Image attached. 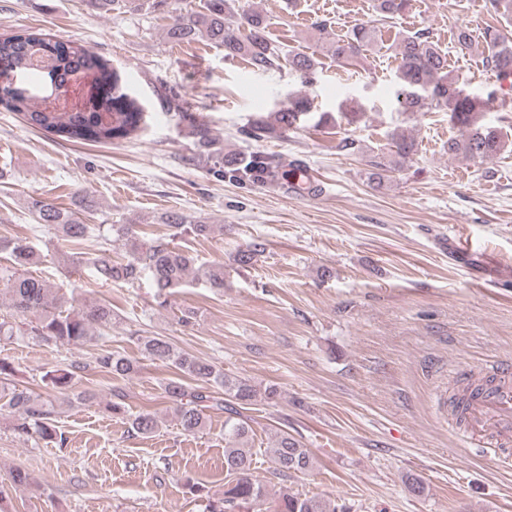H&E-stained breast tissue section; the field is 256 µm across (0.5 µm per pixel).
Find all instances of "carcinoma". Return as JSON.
I'll return each instance as SVG.
<instances>
[{"label": "carcinoma", "instance_id": "cac0c4a2", "mask_svg": "<svg viewBox=\"0 0 512 512\" xmlns=\"http://www.w3.org/2000/svg\"><path fill=\"white\" fill-rule=\"evenodd\" d=\"M409 0H376L375 10L384 19H394L403 13ZM318 35L324 37L322 48L339 63H345L358 54L361 47L371 45L381 36L372 24L353 28L341 38H327L326 24L316 25ZM166 39L175 45L204 40L224 48V58L243 59L258 70L278 67L281 61L303 76L314 73L318 62L313 56L285 52L270 38L266 18L257 12L239 8L238 0H199L193 7L172 16L166 25ZM455 42L462 52L477 53L485 64L500 76H512V43L497 30L487 27L483 42H476L471 32L463 27L456 30ZM399 59L396 102L404 112L448 111L450 120L459 126L460 134L448 142V152L468 159H490L506 148L501 132L480 120L485 103L477 98L458 97L459 75L449 69L448 60L427 32L401 35L394 44ZM56 60L57 74L54 87L62 89L75 70H88L95 75L107 93L89 108L78 111H55L43 103L42 91L50 76L32 66L37 55ZM7 64L10 72L23 76L28 95H15L6 88L0 90V106L16 112L32 128L88 144H105L114 140L130 139L144 129L145 113L138 101L124 90L120 73L106 59L86 46L72 42L60 45L49 33L18 31L0 34V65ZM324 113L313 110V102L306 96L293 94L288 103L272 110L267 117L256 120L248 136L255 140L284 137L305 125L318 127ZM395 154L406 159L416 151V143L406 135L391 134ZM216 174L236 182H263L280 172L295 176L300 169L279 171L268 156L260 151L240 152L224 156ZM87 198L81 197L74 209H61L54 204L33 198L29 209L38 227L54 233L77 246L85 245L95 228L84 223L80 214ZM165 223L173 229L170 239L141 242L131 224H112L110 231L127 241L123 261L116 262L105 254L94 257L86 252H72L62 257L72 272L85 269L103 286L114 281L129 285L147 277L162 293L183 285L193 263L189 253L177 247L173 239L182 233L206 238L215 231V225L192 220L179 212H171ZM0 250L8 252L10 265L0 266V297L20 321L0 317V336H35L46 344L83 345L91 340L90 328H112V303L106 300L83 301L62 310L55 305L57 291L43 279L32 275L31 268L41 262L36 248L18 238L0 236ZM200 278L207 287H224V264L211 263L201 269ZM140 345L141 358L166 363L176 370V377L163 385L164 397L170 404L176 425L182 434L195 436L206 426V411H224V494L206 506V512H249L266 497L264 485L253 475L258 456H265L274 470L288 479L292 475L313 470L314 458L294 435L283 431L263 450L254 448L255 432L251 419L240 410L256 402L272 400L277 396L273 386L260 387L245 377L228 373L210 359L190 354L178 348L168 336L140 334L135 336ZM115 378L130 379L141 369L140 358H131L118 352L104 350L88 362H75L65 369L46 372L45 385L62 394V402L72 405L95 399L88 393L67 394L70 382L89 367ZM0 411L8 413L13 430L33 434L58 447L65 446L67 437L57 425L55 405L26 389L15 386L0 391ZM128 431L137 436H149L159 428L160 421L152 412L138 413L128 421ZM274 512H347V507H336L330 500L307 497L284 485L274 502Z\"/></svg>", "mask_w": 512, "mask_h": 512}]
</instances>
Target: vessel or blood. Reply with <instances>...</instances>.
Here are the masks:
<instances>
[{
	"label": "vessel or blood",
	"mask_w": 512,
	"mask_h": 512,
	"mask_svg": "<svg viewBox=\"0 0 512 512\" xmlns=\"http://www.w3.org/2000/svg\"><path fill=\"white\" fill-rule=\"evenodd\" d=\"M461 432L495 456L512 457V362L492 363L482 390L469 402Z\"/></svg>",
	"instance_id": "1"
}]
</instances>
